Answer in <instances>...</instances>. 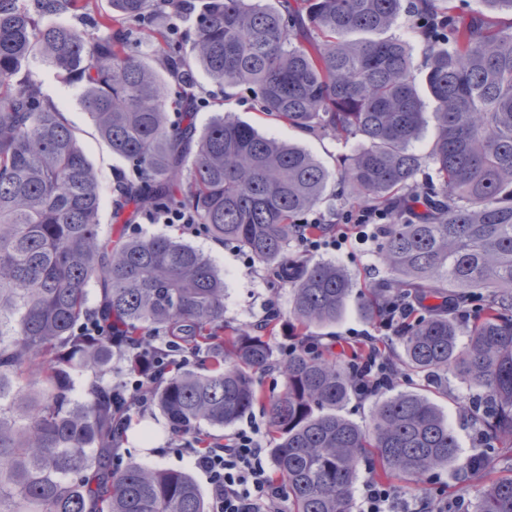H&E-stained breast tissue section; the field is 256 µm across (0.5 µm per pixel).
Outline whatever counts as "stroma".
Wrapping results in <instances>:
<instances>
[{"label":"stroma","instance_id":"35a3bbf8","mask_svg":"<svg viewBox=\"0 0 512 512\" xmlns=\"http://www.w3.org/2000/svg\"><path fill=\"white\" fill-rule=\"evenodd\" d=\"M23 71L38 83L47 96L52 98L74 128L79 143L91 166L98 174L101 206L99 211L102 236H109L112 209L116 200L114 187L118 173L125 162L112 154L110 148L99 138L90 114L80 102V88L62 83L55 70L40 57H32L24 65ZM195 94L209 98L211 105L198 112V124H206L212 117L215 104H222L225 113L244 122L259 124L261 132L273 133L285 141L298 144L308 150L326 167L335 168L336 158L341 148L335 137L317 136L309 132L290 129L283 125L261 123L251 94L245 89H237L232 96H225L205 73H197ZM144 235L168 234L181 237L200 252L209 256L224 276L226 292L224 297V321L227 328L249 325L263 314L267 298H274L280 313H288L291 306V290L287 285L271 286L270 276L263 266L244 265L245 254L234 245H226L210 236L193 237L184 234L176 224H147ZM375 240L348 242L336 248L324 250L320 258L336 263L356 274L361 282L372 283L381 279L383 270L375 257ZM468 390L453 377L442 378L432 387V398L453 424L460 459H467L480 453L481 446L476 440L477 431L463 402ZM178 444L172 431L157 410L151 409L133 414L129 426L120 443L123 463L193 472L194 466L188 456L175 452ZM482 487L481 480L460 481L453 469H445L425 479L423 483H395V491L402 496L422 495L445 491L452 494L465 492L469 499H476Z\"/></svg>","mask_w":512,"mask_h":512}]
</instances>
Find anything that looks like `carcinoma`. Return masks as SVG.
I'll list each match as a JSON object with an SVG mask.
<instances>
[{
    "label": "carcinoma",
    "mask_w": 512,
    "mask_h": 512,
    "mask_svg": "<svg viewBox=\"0 0 512 512\" xmlns=\"http://www.w3.org/2000/svg\"><path fill=\"white\" fill-rule=\"evenodd\" d=\"M90 36L45 24L82 14L92 0H0V512H207L187 472L130 463L112 469L124 405L112 396L113 360L141 364L133 340L182 336L206 358L152 389L175 433L226 427L259 407L272 434V479L288 512H350L361 463L374 478L420 482L456 466L484 480L474 512H512V474L488 458L459 462L442 410L418 391L375 397L367 426L341 414L354 394L347 345L319 355L275 354L267 320L224 333V277L193 247L129 232L145 208L185 206L219 240L240 247L291 288L300 335L336 324L357 284L343 267L290 257L305 214L342 186L348 205L397 206L379 225L385 276L361 291L366 316L408 288L419 309L401 334L402 371L451 375L475 389L471 404L487 448L512 446V0H480L464 17L450 0H109ZM155 12L191 18L187 53L168 30H150L152 64L130 53L127 22ZM412 18L421 44L390 34ZM41 55L81 87L99 137L129 172L117 177L111 238H101L100 193L74 131L53 102L19 75ZM436 103V134L417 153L424 123L415 71ZM246 87L258 111L293 128L352 143L332 172L305 149L219 115L199 128L194 80ZM181 91L170 100L169 81ZM99 301L88 305V287ZM92 313L112 336L81 335ZM278 370L284 393L257 389Z\"/></svg>",
    "instance_id": "1"
}]
</instances>
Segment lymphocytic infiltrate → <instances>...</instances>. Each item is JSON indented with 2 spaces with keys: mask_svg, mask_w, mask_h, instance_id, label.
Segmentation results:
<instances>
[{
  "mask_svg": "<svg viewBox=\"0 0 512 512\" xmlns=\"http://www.w3.org/2000/svg\"><path fill=\"white\" fill-rule=\"evenodd\" d=\"M387 213V208L381 206L361 205L348 212L344 223L336 225L326 224L324 216L317 213L298 226L296 241L302 254L314 256L336 242L347 241L354 226L386 223ZM415 313L412 303L390 300L381 311L383 335H355V343L366 352L365 359L353 367L359 398L374 397L396 386L399 373L386 350L392 337L400 335ZM197 357L195 348L174 339L163 340L151 357L150 367L122 374L115 393L128 411L143 412L149 404L153 383L174 368L190 366ZM180 447L206 477L210 512H287L286 489L269 476L268 450L256 420H247L229 434L205 442L196 436L181 437ZM357 512H471V502L465 494L448 496L441 491L433 496L402 500L388 484L368 480L360 487Z\"/></svg>",
  "mask_w": 512,
  "mask_h": 512,
  "instance_id": "f902f5d3",
  "label": "lymphocytic infiltrate"
}]
</instances>
